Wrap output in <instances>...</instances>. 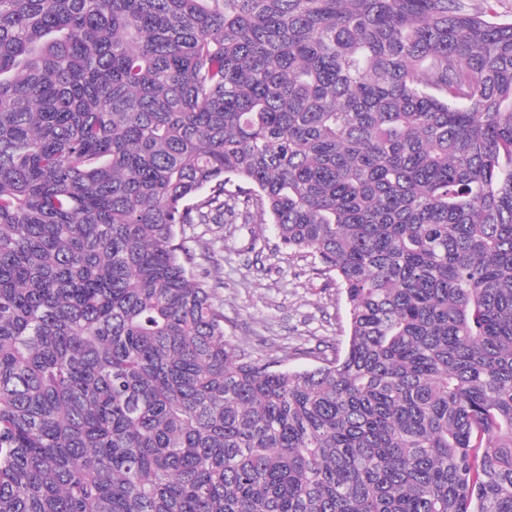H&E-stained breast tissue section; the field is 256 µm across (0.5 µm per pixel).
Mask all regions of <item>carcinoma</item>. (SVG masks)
I'll return each mask as SVG.
<instances>
[{
    "mask_svg": "<svg viewBox=\"0 0 512 512\" xmlns=\"http://www.w3.org/2000/svg\"><path fill=\"white\" fill-rule=\"evenodd\" d=\"M347 303L242 354L185 224ZM0 512H512V20L489 0H0Z\"/></svg>",
    "mask_w": 512,
    "mask_h": 512,
    "instance_id": "1",
    "label": "carcinoma"
}]
</instances>
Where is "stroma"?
<instances>
[{"label":"stroma","mask_w":512,"mask_h":512,"mask_svg":"<svg viewBox=\"0 0 512 512\" xmlns=\"http://www.w3.org/2000/svg\"><path fill=\"white\" fill-rule=\"evenodd\" d=\"M198 243L196 280L224 309V336L251 357L279 358L285 370L317 366L346 340L347 308L309 258L287 259L271 225L225 214L220 224L185 227Z\"/></svg>","instance_id":"35a3bbf8"}]
</instances>
